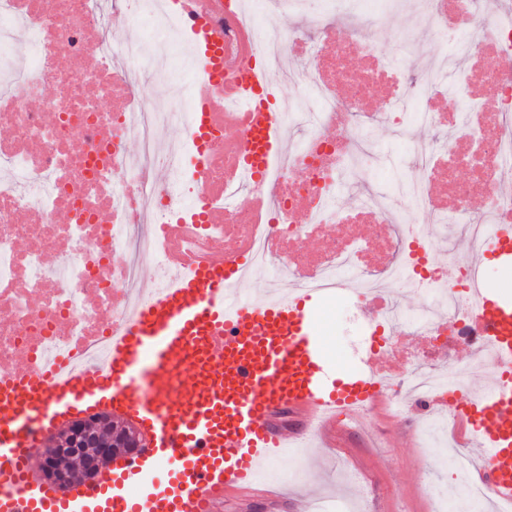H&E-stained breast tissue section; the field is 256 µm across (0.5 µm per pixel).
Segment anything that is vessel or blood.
<instances>
[{
    "mask_svg": "<svg viewBox=\"0 0 512 512\" xmlns=\"http://www.w3.org/2000/svg\"><path fill=\"white\" fill-rule=\"evenodd\" d=\"M266 72L240 61L224 72L225 93L268 83ZM245 136L268 162L283 148L279 115L253 113ZM251 246L236 241L223 264L199 265L172 288L150 292L121 335L113 337L107 372L68 367L36 375L27 365L0 371V512H214L217 502L252 488L265 464L298 441L273 423L281 411L302 429L335 426L337 409H356L386 395L366 375H329L315 331L325 295L290 288L271 300L244 297L237 284ZM482 255L512 261V229L488 235ZM476 320L496 370L512 371V304L475 293ZM477 465L500 498L512 500V380L469 402ZM96 412L122 414L153 444L121 472L63 491L29 470L34 433ZM166 467L164 489L134 496L125 487Z\"/></svg>",
    "mask_w": 512,
    "mask_h": 512,
    "instance_id": "1",
    "label": "vessel or blood"
}]
</instances>
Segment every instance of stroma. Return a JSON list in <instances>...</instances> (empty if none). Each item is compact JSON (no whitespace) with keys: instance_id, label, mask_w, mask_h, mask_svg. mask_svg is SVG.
Wrapping results in <instances>:
<instances>
[{"instance_id":"35a3bbf8","label":"stroma","mask_w":512,"mask_h":512,"mask_svg":"<svg viewBox=\"0 0 512 512\" xmlns=\"http://www.w3.org/2000/svg\"><path fill=\"white\" fill-rule=\"evenodd\" d=\"M372 140L389 151L393 162L365 174L366 182L417 176L405 160L393 129L377 126ZM372 311L328 297L317 318L316 330L338 372L367 370L361 325ZM425 423L415 411L394 414L382 406L362 422H344L332 448H303L272 462L279 502L246 494L220 504L218 512H314L317 505L343 504L347 512H433L434 497L447 494L448 471L443 449L426 448Z\"/></svg>"}]
</instances>
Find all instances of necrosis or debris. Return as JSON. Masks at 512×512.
<instances>
[{"label": "necrosis or debris", "mask_w": 512, "mask_h": 512, "mask_svg": "<svg viewBox=\"0 0 512 512\" xmlns=\"http://www.w3.org/2000/svg\"><path fill=\"white\" fill-rule=\"evenodd\" d=\"M196 2L205 25L223 31L224 40L212 57L188 63L193 86L210 83L244 54L265 69L288 55L305 64L288 77L302 89L301 101L287 100L278 85L245 103L216 91L201 97L192 86L182 99L159 105L178 76L170 59L179 43L163 0H0V128L9 132L0 139V368H11L22 352L36 372L69 356L100 366L140 297L144 269H153L161 288L174 277L165 234L192 224L195 234L180 242L186 257L245 235L253 268L303 288L357 282L356 300L374 310L370 357L384 356L393 336L427 334L430 354L385 383L393 398L415 391L420 406H439L456 421V393L471 367L456 362L455 351L483 344L468 311L479 270L458 265L447 282L423 226L404 208L423 210L433 224L476 242L493 227L512 226V193L500 187L512 178V18L488 14L483 0H419L412 15L404 0H321L305 24L258 27L246 42V13L236 0L216 11L210 0ZM116 12L149 24L148 36L116 41ZM402 12L395 55L379 53L389 17ZM425 37L448 41L450 49L440 67L420 75L406 60ZM61 55L67 66H58ZM354 58L362 69L350 68ZM460 59L467 62L461 70ZM49 86L54 96H45ZM341 86L348 97L338 95ZM488 86L496 89L489 100L482 95ZM379 95L382 110L367 111ZM451 95L459 105L447 112L442 102ZM264 107L281 113L294 139L287 154L258 172L242 132L250 112ZM382 123L404 137L422 177L356 191L351 206L341 207L351 171L377 170L389 160L371 139ZM174 124L187 131L178 143L165 137ZM329 127L335 136L326 135ZM415 127L431 129L432 137L411 139ZM231 129L236 138H228ZM131 140L139 144L133 157ZM461 166L471 170L468 181L454 175ZM357 224L366 232L354 233ZM380 224L393 228L387 240L372 232ZM328 228L329 251L314 260L303 255L305 238ZM380 248L389 255L381 264ZM389 286L420 289L425 302L408 311L386 296ZM438 364L447 375L435 372ZM448 468L476 512L495 502L465 456L451 458ZM495 504L497 512H512L510 502Z\"/></svg>", "instance_id": "obj_1"}]
</instances>
